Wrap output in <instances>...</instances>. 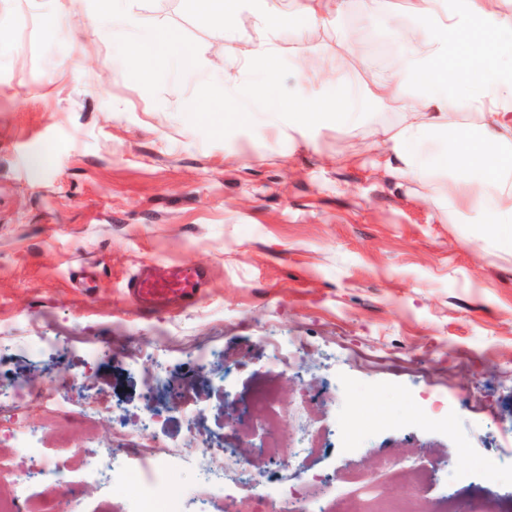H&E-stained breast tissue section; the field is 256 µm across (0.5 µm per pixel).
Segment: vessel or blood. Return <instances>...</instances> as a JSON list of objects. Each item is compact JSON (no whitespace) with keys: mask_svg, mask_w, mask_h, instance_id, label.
Listing matches in <instances>:
<instances>
[{"mask_svg":"<svg viewBox=\"0 0 512 512\" xmlns=\"http://www.w3.org/2000/svg\"><path fill=\"white\" fill-rule=\"evenodd\" d=\"M208 280L206 269L184 263H145L126 282L136 310L151 315L174 305L194 304Z\"/></svg>","mask_w":512,"mask_h":512,"instance_id":"obj_1","label":"vessel or blood"}]
</instances>
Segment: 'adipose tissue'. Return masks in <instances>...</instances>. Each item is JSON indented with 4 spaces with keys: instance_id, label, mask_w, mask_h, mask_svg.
Segmentation results:
<instances>
[{
    "instance_id": "adipose-tissue-1",
    "label": "adipose tissue",
    "mask_w": 512,
    "mask_h": 512,
    "mask_svg": "<svg viewBox=\"0 0 512 512\" xmlns=\"http://www.w3.org/2000/svg\"><path fill=\"white\" fill-rule=\"evenodd\" d=\"M439 0H414L420 21L432 31L429 61L420 63L417 79L435 87L433 95L416 99L401 83L388 81L370 92L380 105L396 104L403 111L393 152L387 166L400 175L425 179L428 156L418 153L422 144L439 129H452L455 160L465 161L481 173L479 183L456 182L453 193L470 209L489 215L500 244L512 246V45L497 40L496 0H464L461 9L437 12ZM506 57L493 82H485L483 69L491 60ZM468 95L481 112L476 129L454 127V96Z\"/></svg>"
}]
</instances>
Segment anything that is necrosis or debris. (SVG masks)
I'll list each match as a JSON object with an SVG mask.
<instances>
[{
  "instance_id": "obj_1",
  "label": "necrosis or debris",
  "mask_w": 512,
  "mask_h": 512,
  "mask_svg": "<svg viewBox=\"0 0 512 512\" xmlns=\"http://www.w3.org/2000/svg\"><path fill=\"white\" fill-rule=\"evenodd\" d=\"M133 366L142 367L145 395L138 421L120 423L111 438L98 440L96 426L111 416L113 403L105 392L74 398L72 390H41L26 381L0 383V406L10 407V418L0 421V512H73L82 484L92 481L100 487L95 512H186V499L197 500L200 512H260L259 499L277 503L282 512H295L298 505L320 504L323 512H457L453 496L429 504L424 496L407 499L386 496L364 476L353 477L359 493L352 505L340 508L335 501L319 497L324 480L296 486L269 485L263 497L247 492L226 491V463H234L236 473H245L249 463L236 449L208 444L196 432L197 399L185 390H176V378L168 374L157 343L148 342L128 354ZM39 398L45 421L64 418L78 422L84 447L61 444L44 452L43 429L31 425L26 409L31 398ZM251 408H260L266 422L263 448L276 449L282 465L292 466L323 445L324 433L309 434L306 445H293L280 434L278 423L284 410L275 392L258 390ZM167 414L181 417L187 433L181 443L162 447L141 438L143 424ZM79 463L81 481L63 484L60 471ZM178 473L191 474L195 485L191 495L177 491L159 497L158 483L170 481Z\"/></svg>"
}]
</instances>
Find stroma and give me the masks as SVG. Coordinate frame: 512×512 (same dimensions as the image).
Segmentation results:
<instances>
[{
  "instance_id": "1",
  "label": "stroma",
  "mask_w": 512,
  "mask_h": 512,
  "mask_svg": "<svg viewBox=\"0 0 512 512\" xmlns=\"http://www.w3.org/2000/svg\"><path fill=\"white\" fill-rule=\"evenodd\" d=\"M260 6L241 0L227 16L239 50L275 48L269 69L243 71L237 58L218 60L220 39L196 0H133L139 31L173 29L193 50L183 70L164 54L137 55V33L97 39L98 0H83L75 19L57 16L56 0H0V380L53 388L79 377L109 393L114 413L98 423L106 440L142 400L127 354L157 338L168 372L211 394L205 437L245 444L225 420L261 384L293 412L284 434L328 432L294 467L261 455L252 492L329 475L344 494L360 473L388 495L413 496L412 483L378 469L393 453L432 467L419 491L428 498L451 486L512 501V471L475 473L479 460H512V248L449 196L471 173L439 162L452 133L423 146L429 180L377 164L383 133L402 117L366 91L387 78L429 94L394 37L412 30L424 45L427 29L412 0H384L371 16L361 0H342L302 28L262 26ZM335 56L340 72L315 88L331 111L303 135L272 125L271 106L302 99L299 65ZM201 78L222 111H193ZM159 261L200 265L207 284L190 306L139 315L125 281ZM83 270L93 292L79 286ZM271 336L313 349L288 370L271 358ZM199 344L236 364L222 391L214 366L190 360ZM90 346L107 353L88 365L79 351ZM430 382L456 395L454 432H425L409 417L410 400L433 402ZM377 416L388 425L343 447V427ZM463 443L475 457L460 454ZM452 467L471 479L449 484Z\"/></svg>"
}]
</instances>
